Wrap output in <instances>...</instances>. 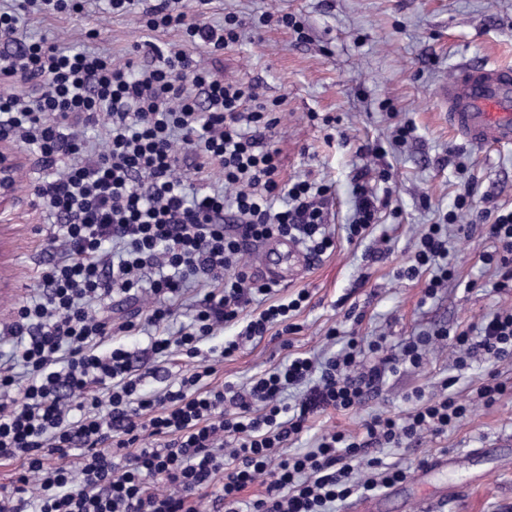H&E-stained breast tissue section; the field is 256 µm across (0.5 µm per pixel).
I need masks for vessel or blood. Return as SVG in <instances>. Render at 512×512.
Instances as JSON below:
<instances>
[{
    "instance_id": "b4317fda",
    "label": "vessel or blood",
    "mask_w": 512,
    "mask_h": 512,
    "mask_svg": "<svg viewBox=\"0 0 512 512\" xmlns=\"http://www.w3.org/2000/svg\"><path fill=\"white\" fill-rule=\"evenodd\" d=\"M442 100L448 126L476 148H505L512 145V67L492 61L467 62L444 85ZM259 249L266 265L305 263V253L294 242L272 238Z\"/></svg>"
}]
</instances>
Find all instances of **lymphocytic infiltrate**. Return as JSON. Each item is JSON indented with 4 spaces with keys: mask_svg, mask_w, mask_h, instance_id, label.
Segmentation results:
<instances>
[{
    "mask_svg": "<svg viewBox=\"0 0 512 512\" xmlns=\"http://www.w3.org/2000/svg\"><path fill=\"white\" fill-rule=\"evenodd\" d=\"M82 9V0H6L0 35L14 39L27 14ZM107 9L140 14L150 30L172 29L209 49L236 44L243 30L236 16L215 25L174 9L173 0H107ZM97 123L105 131L101 150L83 136ZM277 123L257 85L217 78L183 51L117 65L88 48L42 39L0 53V134L37 149L46 164L66 161L31 185L58 229L47 242L54 260L37 295L17 307L8 327L15 345L0 361V460L21 463L0 485V512H200L211 487L209 512H331L336 502L406 479L377 449L445 434L471 406L448 393H420L407 414L377 412L362 434L333 430L306 453H285L312 415L363 406L389 375L420 367L437 342L451 344L459 370L481 355L512 360L508 309L474 333L438 329L409 338L394 355L384 354L381 340L353 336L325 362L289 356L248 386H210L214 368L201 360L200 341L271 291L246 271L248 247L282 237L315 258L336 249L329 189L283 180L272 139ZM215 171L223 190L210 186ZM386 180L382 171L357 176L349 241L363 240L376 224L377 186ZM462 210L493 244L482 261L496 269V290L511 292L512 210H476L469 186L445 223L421 234L403 276L428 274L429 298L452 279L448 226ZM190 281L204 295L191 323L169 333ZM133 291L153 299L143 322L117 323L103 312L106 299ZM307 299L302 291L267 306L243 336L260 338L275 326L291 332ZM146 325L155 329L152 354L196 362L190 375L157 391L144 390L125 348H100ZM291 387L303 391L292 406L283 398ZM256 483L264 493L244 499Z\"/></svg>",
    "mask_w": 512,
    "mask_h": 512,
    "instance_id": "1",
    "label": "lymphocytic infiltrate"
}]
</instances>
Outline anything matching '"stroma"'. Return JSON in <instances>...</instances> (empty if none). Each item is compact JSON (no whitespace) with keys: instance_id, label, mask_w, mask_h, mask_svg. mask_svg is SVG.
<instances>
[{"instance_id":"1","label":"stroma","mask_w":512,"mask_h":512,"mask_svg":"<svg viewBox=\"0 0 512 512\" xmlns=\"http://www.w3.org/2000/svg\"><path fill=\"white\" fill-rule=\"evenodd\" d=\"M268 13L291 15L296 28L266 27ZM245 23L242 40L223 51L184 44L173 30H145L138 17L105 11L102 0H87L79 13L32 19V37L48 36L61 46L90 43L113 61L151 62L155 51L185 50L227 80L259 85L265 100L276 102L279 123L274 142L280 150L283 179H311L332 187L328 201L334 253L289 266L273 299L309 298L296 312V332L281 337L268 331L243 342L232 358L215 362L211 385H246L287 353L324 357L340 350L351 335L364 340L385 337L390 350L409 338L439 327L475 330L500 308H512V292H496L494 267L480 257L492 243L469 213H459L450 232V260L456 278L437 296L425 298L423 279L400 277L410 265L420 231L440 224L464 183L474 187L480 209H512V148L475 149L448 130L440 89L464 61L490 60L512 65V0H211L210 22L225 15ZM98 31L87 41L88 31ZM331 124H324V117ZM413 131L394 144L395 127ZM380 147L376 168L386 170L389 203L367 238L349 242L355 175L363 163L360 146ZM46 173L41 157L29 152L18 178L24 186L12 213L0 223V327L32 295L45 268L46 243L53 220L32 197L29 186ZM391 250L371 261L367 254L380 237ZM339 336L327 340L329 328ZM137 367L156 369L144 387L158 390L189 373L184 357L163 359L147 349L142 335L118 339ZM512 383V362L477 361L457 370L448 348L428 352L419 369L391 375L380 394L351 411L328 410L312 416L307 429L289 443L288 453L311 446L325 431L361 434L371 413L404 414L414 391L440 392L455 378L457 397L472 409L447 434L424 436L407 448H385L381 457L410 469L404 482L383 489L374 512H512V391L493 406L475 401V390L490 370ZM452 463L435 471L428 484L414 481L419 459Z\"/></svg>"}]
</instances>
